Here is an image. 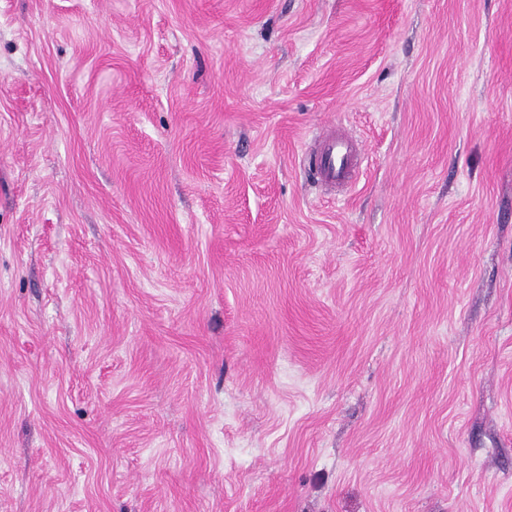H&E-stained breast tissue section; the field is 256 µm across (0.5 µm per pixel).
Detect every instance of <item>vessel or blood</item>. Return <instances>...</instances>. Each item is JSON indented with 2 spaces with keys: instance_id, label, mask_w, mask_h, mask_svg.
Segmentation results:
<instances>
[{
  "instance_id": "1",
  "label": "vessel or blood",
  "mask_w": 512,
  "mask_h": 512,
  "mask_svg": "<svg viewBox=\"0 0 512 512\" xmlns=\"http://www.w3.org/2000/svg\"><path fill=\"white\" fill-rule=\"evenodd\" d=\"M357 167L358 154L352 139L333 131L322 135L309 154V173L327 187L348 184Z\"/></svg>"
}]
</instances>
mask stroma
Here are the masks:
<instances>
[{
	"instance_id": "stroma-1",
	"label": "stroma",
	"mask_w": 512,
	"mask_h": 512,
	"mask_svg": "<svg viewBox=\"0 0 512 512\" xmlns=\"http://www.w3.org/2000/svg\"><path fill=\"white\" fill-rule=\"evenodd\" d=\"M0 512H512V0H0ZM357 167L358 154L352 139L334 131L322 135L309 154V173L326 187L348 184Z\"/></svg>"
}]
</instances>
